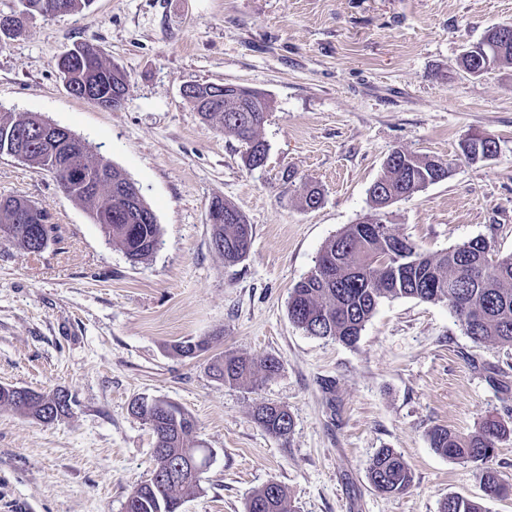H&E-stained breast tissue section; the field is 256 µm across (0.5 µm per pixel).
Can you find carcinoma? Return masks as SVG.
Returning a JSON list of instances; mask_svg holds the SVG:
<instances>
[{
    "label": "carcinoma",
    "instance_id": "cac0c4a2",
    "mask_svg": "<svg viewBox=\"0 0 512 512\" xmlns=\"http://www.w3.org/2000/svg\"><path fill=\"white\" fill-rule=\"evenodd\" d=\"M92 55L88 71L78 68L58 69L70 94L106 109L119 106L118 88H128L129 77L118 66L103 59L100 51L83 44ZM210 83L195 84L188 95L205 121H213L224 133L254 151L266 149L260 137L271 105L264 99L240 98L229 89L224 99H208ZM23 128L38 138L37 121L28 114L0 116V157L10 155L15 133ZM26 161L52 172L70 200L81 205L93 222L103 225L112 244L127 258L139 262L149 257L160 243V225L144 224L140 212L150 210L145 200L138 206L124 208V198L135 188L127 176L113 164L99 170L102 159L91 150L75 155L73 165L84 173L75 182L66 180L56 168L59 158L53 151L36 145ZM439 167L426 156L395 149L389 155L383 175L369 191L370 213L377 214L391 196L408 199L426 187ZM224 203V223L212 225V236L221 241L217 248L224 262L234 265L248 254L253 239L252 225L233 204ZM20 206V198L0 200V236L17 241L32 254H39L34 236L51 239L55 226L44 208L23 209L25 220L7 224L3 216ZM400 235L391 225L380 224L374 231L358 221L345 225L322 248L314 268L291 289L288 315L293 324L310 336L331 339L353 347L361 332L385 299L416 298L448 305L464 333L475 344L512 346V254L493 257L490 243L472 238L448 250L429 255L407 241L402 255L394 242ZM281 363L274 356L253 359L234 354L216 356L210 363L212 376L229 386L249 385L255 389L274 378ZM73 400L60 402L47 393L20 396L0 391V407L5 406L43 423H51L67 414ZM138 416L149 424L155 447L165 449L153 455L155 476L138 485L124 503V512H179L185 496L201 488V479H187L183 466L190 458L202 461L207 448H192L194 432L185 427L190 414L175 404L154 399L140 405ZM255 421L268 433L285 437L293 429L288 411L271 404L255 407ZM512 430L495 418L488 417L467 435L446 427L434 426L428 432L431 447L442 456L476 465L478 478L486 493L500 495L505 488L498 472L486 467L496 443ZM370 485L379 493L395 494L408 489L412 472L402 455L392 448H380L367 467ZM246 512H295L285 489L274 482L256 490L246 503ZM439 512H485L484 506L469 498L450 495L440 502Z\"/></svg>",
    "mask_w": 512,
    "mask_h": 512
}]
</instances>
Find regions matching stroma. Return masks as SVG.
<instances>
[{"label":"stroma","mask_w":512,"mask_h":512,"mask_svg":"<svg viewBox=\"0 0 512 512\" xmlns=\"http://www.w3.org/2000/svg\"><path fill=\"white\" fill-rule=\"evenodd\" d=\"M512 24V0H92L35 17L0 50V112L68 128L135 183L161 228L133 263L52 173L0 157V199L37 202L58 230L41 254L0 238V385L68 392L70 413L42 423L0 408V512H123L153 469L154 436L131 412L141 397L177 404L213 452L182 512H244L262 486L282 485L298 512H438L462 495L486 512L469 462L430 446L440 425L475 430L512 416V347L477 345L443 303L383 301L355 346L293 325L288 297L321 248L369 208V188L401 148L448 165L447 179L388 208L386 220L428 254L475 237L512 254V67L480 77L462 52ZM77 43L123 68L120 109L71 96L59 56ZM233 83L272 102L264 166L204 122L188 83ZM496 139L471 162L463 143ZM324 200L301 206L306 184ZM234 204L253 226L247 257L225 264L208 205ZM206 338L188 358L173 344ZM273 355L259 389L216 382L213 356ZM288 409L293 429L269 434L257 403ZM400 453L413 482L375 491L378 449Z\"/></svg>","instance_id":"stroma-1"}]
</instances>
